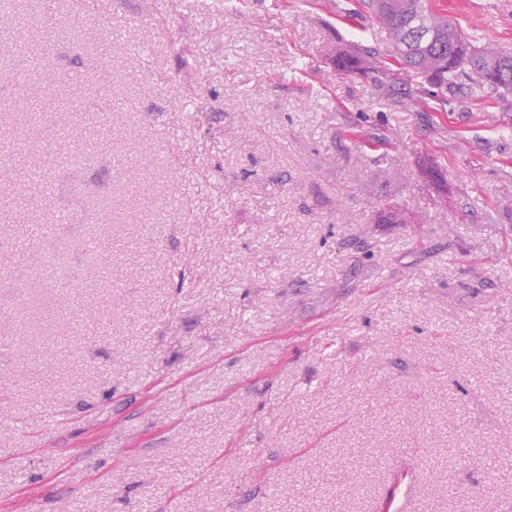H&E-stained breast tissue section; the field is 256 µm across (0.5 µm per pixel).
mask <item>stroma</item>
<instances>
[{
  "instance_id": "1",
  "label": "stroma",
  "mask_w": 512,
  "mask_h": 512,
  "mask_svg": "<svg viewBox=\"0 0 512 512\" xmlns=\"http://www.w3.org/2000/svg\"><path fill=\"white\" fill-rule=\"evenodd\" d=\"M96 2L47 0L36 100L47 34L0 22V512H499L512 107L339 74L394 51L358 0ZM432 7L512 46V0Z\"/></svg>"
}]
</instances>
